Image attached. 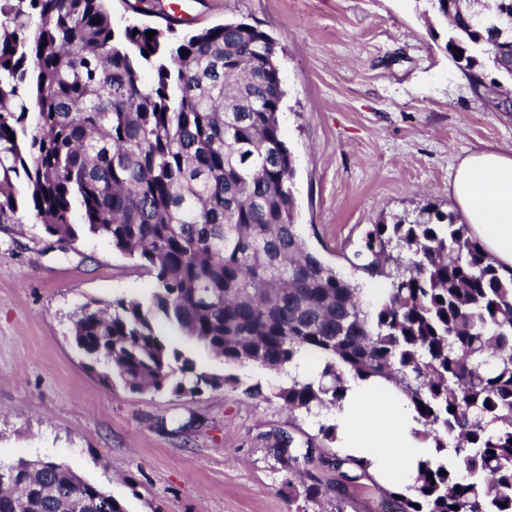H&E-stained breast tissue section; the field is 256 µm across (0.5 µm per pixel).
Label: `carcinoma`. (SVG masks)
<instances>
[{"mask_svg":"<svg viewBox=\"0 0 512 512\" xmlns=\"http://www.w3.org/2000/svg\"><path fill=\"white\" fill-rule=\"evenodd\" d=\"M423 2L476 96L512 112L511 90L487 95L492 72L512 84V0ZM164 21L118 27L107 0H0V223L27 211L62 248L101 238L155 282L146 300L82 306L77 347L108 383L190 397L231 377L197 369L160 322L226 365L279 372L313 353L321 371L274 393L308 413L340 405L348 374L384 378L455 460L420 462L413 493L384 491L388 512H512V268L428 203L374 226L388 295L364 309L295 224L276 41L246 22ZM333 467L338 486L368 473ZM1 471L0 512H125L61 463ZM302 487L316 504L332 490Z\"/></svg>","mask_w":512,"mask_h":512,"instance_id":"obj_1","label":"carcinoma"}]
</instances>
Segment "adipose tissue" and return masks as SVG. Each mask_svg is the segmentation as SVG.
Listing matches in <instances>:
<instances>
[{
	"label": "adipose tissue",
	"instance_id": "adipose-tissue-1",
	"mask_svg": "<svg viewBox=\"0 0 512 512\" xmlns=\"http://www.w3.org/2000/svg\"><path fill=\"white\" fill-rule=\"evenodd\" d=\"M451 193L471 234L500 265L512 267V155L481 150L459 163ZM340 448L364 459L386 484L413 485L419 461L436 456L433 443L419 440L414 412L389 384L349 378L340 408L333 411Z\"/></svg>",
	"mask_w": 512,
	"mask_h": 512
}]
</instances>
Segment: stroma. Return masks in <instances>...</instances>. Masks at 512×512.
Instances as JSON below:
<instances>
[{"mask_svg": "<svg viewBox=\"0 0 512 512\" xmlns=\"http://www.w3.org/2000/svg\"><path fill=\"white\" fill-rule=\"evenodd\" d=\"M187 28L259 24L277 42L284 140L294 157L298 231L310 251L359 288L352 266L374 225L434 203L458 212L450 186L462 158L512 151V112L483 107L438 46L420 0H182ZM154 280L105 241L62 249L28 213L0 224V459L48 460L102 486L125 512H381V485L346 484L338 502L289 494L275 434L311 450L323 482L339 455L325 412L273 398L286 372L228 366L182 336L199 369L234 382L194 397L130 392L75 346L81 306L149 298Z\"/></svg>", "mask_w": 512, "mask_h": 512, "instance_id": "35a3bbf8", "label": "stroma"}]
</instances>
